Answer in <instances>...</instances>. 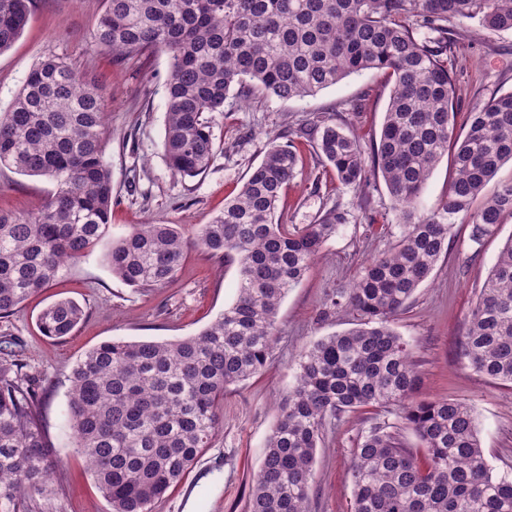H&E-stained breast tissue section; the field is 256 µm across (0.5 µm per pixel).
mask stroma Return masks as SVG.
I'll return each instance as SVG.
<instances>
[{
    "mask_svg": "<svg viewBox=\"0 0 512 512\" xmlns=\"http://www.w3.org/2000/svg\"><path fill=\"white\" fill-rule=\"evenodd\" d=\"M104 0H31L30 19L11 49L0 54V111L9 109L32 67L55 55L95 78L105 99L103 149L112 173L109 237L118 240L136 224H178L185 234L209 223L237 194L269 140L296 139L300 127L329 116L363 139L378 132L389 90L385 73L371 70L301 100L263 99L249 104L229 96L212 113L215 154L205 173L175 175L163 149L166 54L116 60L98 54L89 42ZM461 97L470 111L492 97L512 92V32L481 31L459 36L448 53ZM304 174L285 190L278 205L283 223L303 227L329 208L346 213L310 266L289 290L277 316L278 340L261 376L231 387L219 409L223 421L211 447L203 449L183 480L156 503L154 512H247L252 479L259 471L282 399L296 381L297 354L319 338L354 327L352 312L326 313L329 294L347 288L362 265L386 252L400 232L399 219L383 179L357 189L341 184L321 163L310 140L296 139ZM54 185L43 177L0 166V211L24 217L39 209ZM512 236V216L498 234L474 249L469 228L456 218L448 251L429 282L394 320L408 341L419 372L420 397L448 396L468 402L478 437L495 472H512V391L480 378L460 357L467 315L497 254ZM106 245L71 263L52 286L0 319V339L23 350L28 373L41 382V419L57 453L48 490L34 495L36 512H110V506L75 450L66 410L76 362L94 346L112 339L172 340L197 334L236 296L238 274L197 248L173 283L134 288L113 276L104 260ZM70 298L85 310L72 336H42L37 316L50 303ZM364 427L361 415L328 423L317 451L309 496L311 512H351V453Z\"/></svg>",
    "mask_w": 512,
    "mask_h": 512,
    "instance_id": "35a3bbf8",
    "label": "stroma"
}]
</instances>
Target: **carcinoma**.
Segmentation results:
<instances>
[{
	"mask_svg": "<svg viewBox=\"0 0 512 512\" xmlns=\"http://www.w3.org/2000/svg\"><path fill=\"white\" fill-rule=\"evenodd\" d=\"M30 0H0V53L23 33ZM512 31V0H105L92 47L115 59L168 55L164 153L177 175L204 173L214 155L207 114L230 94L301 99L345 77L383 70L391 87L378 136L364 143L330 117L303 135L344 185L382 176L403 224L385 253L368 260L329 311L361 322L304 348L252 486L248 512H310L317 448L328 422L366 409L349 473L351 512H512V476L494 473L472 407L416 398L411 345L392 327L448 250L456 216L477 246L512 216V179L484 194L512 161V92L461 111L444 58L448 23ZM426 29L437 45L420 39ZM104 99L96 80L54 55L36 64L0 112V165L45 177L55 190L22 218L0 212V319L48 287L109 231L112 176L104 159ZM450 156L454 176L439 208L415 218L432 170ZM294 143L271 140L239 192L193 238L177 224H139L112 242L105 261L135 288H162L193 244L238 270L235 300L195 336L112 339L72 371L67 417L111 512H152L219 430L224 392L260 374L273 356L277 314L345 221L330 208L313 224L276 219L283 191L300 174ZM83 308L60 299L38 316L47 337L71 335ZM461 355L473 371L512 388V236L468 315ZM25 363L0 358V512H31L54 454ZM396 407V419L386 417ZM419 447L405 445L402 430Z\"/></svg>",
	"mask_w": 512,
	"mask_h": 512,
	"instance_id": "cac0c4a2",
	"label": "carcinoma"
}]
</instances>
